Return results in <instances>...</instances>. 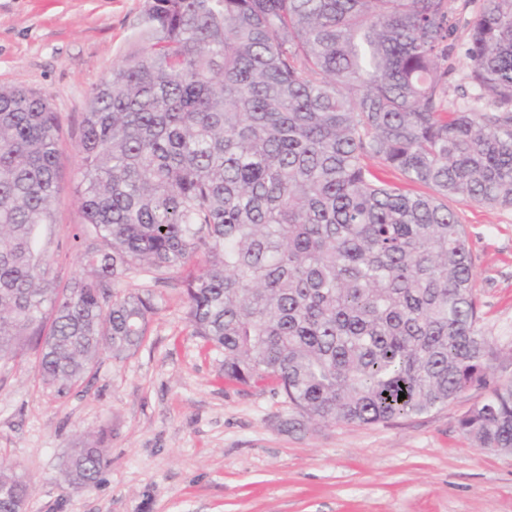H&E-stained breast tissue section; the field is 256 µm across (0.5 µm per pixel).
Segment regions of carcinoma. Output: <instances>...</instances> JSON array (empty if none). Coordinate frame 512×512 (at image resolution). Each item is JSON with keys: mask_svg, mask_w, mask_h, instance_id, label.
<instances>
[{"mask_svg": "<svg viewBox=\"0 0 512 512\" xmlns=\"http://www.w3.org/2000/svg\"><path fill=\"white\" fill-rule=\"evenodd\" d=\"M141 32L89 94L73 241L96 244L63 287L37 247L60 117L0 86V360L36 337L39 376L66 392L102 350L143 344L173 273L224 379L271 380L314 424H386L480 387L457 428L512 453V381L491 379L500 349L448 205L512 208V0H150ZM109 464L87 440L64 479ZM27 494L0 465V512Z\"/></svg>", "mask_w": 512, "mask_h": 512, "instance_id": "1", "label": "carcinoma"}]
</instances>
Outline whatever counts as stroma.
<instances>
[{"label":"stroma","instance_id":"obj_1","mask_svg":"<svg viewBox=\"0 0 512 512\" xmlns=\"http://www.w3.org/2000/svg\"><path fill=\"white\" fill-rule=\"evenodd\" d=\"M148 0H0V85L46 93L58 112L62 190L55 223L39 231L60 282L82 266L72 245L88 94L139 47ZM472 243L487 335L501 345L497 379H512V209L460 203ZM143 344L103 350L65 394L42 382L37 353L0 361V461L30 486L23 512H512V455L474 447L457 429L480 400L474 387L448 407L387 424H308L271 384L224 379L183 318L178 289L162 291ZM111 458L89 487L67 484L80 441Z\"/></svg>","mask_w":512,"mask_h":512}]
</instances>
